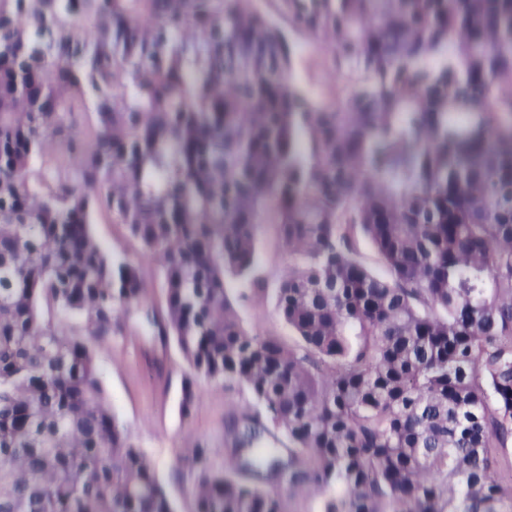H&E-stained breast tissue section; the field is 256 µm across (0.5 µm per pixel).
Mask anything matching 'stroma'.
I'll return each instance as SVG.
<instances>
[{
	"label": "stroma",
	"instance_id": "obj_1",
	"mask_svg": "<svg viewBox=\"0 0 512 512\" xmlns=\"http://www.w3.org/2000/svg\"><path fill=\"white\" fill-rule=\"evenodd\" d=\"M252 5L291 43L292 81L317 103L334 102L336 71L328 62L324 44L290 26L282 0H252ZM91 232L108 255L141 264L145 283L143 303L157 313H165L167 289L159 262L143 257L139 243L129 235L126 226L113 223L107 213L93 212ZM257 254L255 282L275 288L288 269V253L275 225L261 226ZM253 284L237 279L228 282L229 294L243 325L261 335L294 343L295 337L280 319L271 297H257ZM96 365L109 408L152 462L178 512H194L191 479L176 475L174 464L202 439L213 450L212 465L225 466L232 446L228 428L243 410L251 407L250 395L238 386L201 379L196 384L192 412L183 416L179 401L189 372L186 359L174 340L153 336L132 320L108 345L97 349Z\"/></svg>",
	"mask_w": 512,
	"mask_h": 512
}]
</instances>
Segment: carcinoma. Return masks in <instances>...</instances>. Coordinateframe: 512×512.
<instances>
[{"mask_svg":"<svg viewBox=\"0 0 512 512\" xmlns=\"http://www.w3.org/2000/svg\"><path fill=\"white\" fill-rule=\"evenodd\" d=\"M284 6L336 104L284 87L247 0H0V512H176L95 363L134 314L189 363L183 415L199 377L256 405L224 469L176 461L195 512H512V0ZM99 208L161 263L165 316ZM263 224L292 346L228 295Z\"/></svg>","mask_w":512,"mask_h":512,"instance_id":"carcinoma-1","label":"carcinoma"}]
</instances>
